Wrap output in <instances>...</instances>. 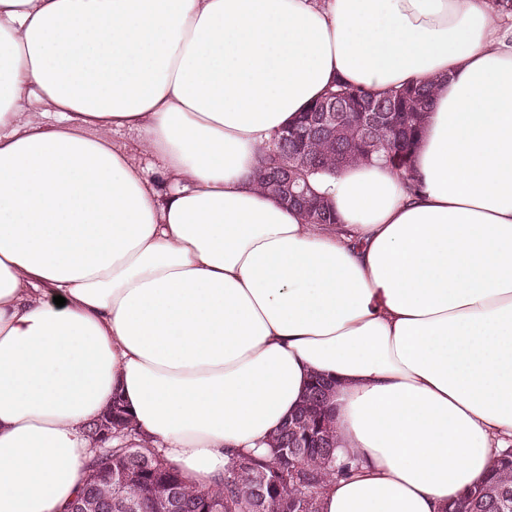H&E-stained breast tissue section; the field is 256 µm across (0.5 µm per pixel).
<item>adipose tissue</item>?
Segmentation results:
<instances>
[{"instance_id": "ef3b65f1", "label": "adipose tissue", "mask_w": 512, "mask_h": 512, "mask_svg": "<svg viewBox=\"0 0 512 512\" xmlns=\"http://www.w3.org/2000/svg\"><path fill=\"white\" fill-rule=\"evenodd\" d=\"M423 79L414 181L344 168L321 184L332 225L253 184L332 82ZM314 375L353 467L322 512H446L512 440V15L0 0V512H64L113 396L208 486L267 452Z\"/></svg>"}]
</instances>
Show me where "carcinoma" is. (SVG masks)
I'll return each instance as SVG.
<instances>
[{
  "label": "carcinoma",
  "instance_id": "obj_1",
  "mask_svg": "<svg viewBox=\"0 0 512 512\" xmlns=\"http://www.w3.org/2000/svg\"><path fill=\"white\" fill-rule=\"evenodd\" d=\"M434 95L430 80L407 84L384 93H373L336 82L324 95L311 104L296 120L297 128L308 122L311 113L320 106L334 102L339 112L351 117L374 107L395 113L397 142L391 143L384 131L373 129L365 137L356 135L355 125L349 120L326 134H313L306 148L315 157V165L301 170L296 176L308 182L310 191L306 202L296 204L314 224H334L336 216L325 196L318 189V180L340 171L338 160L345 165L384 160L411 177V154L423 115L428 112ZM288 154V141L282 133L274 135L263 148L256 162L253 179L263 190H271L272 176L281 171ZM330 388L313 377L305 398L296 409V415L305 418L306 425L327 434L325 448H299L286 459L278 448L285 437L287 425H282L274 436L272 458L262 454L235 453L233 458L244 462L237 471L224 475L222 481L211 487H190L182 474L167 463L155 449L133 445L128 438L138 436L127 415H116L112 426L119 428L125 442L113 441L110 450L116 466H144L149 476L170 489L180 503V512H200L199 503L208 500L220 512H281L288 504V512H320L319 496L328 478L336 475L348 478L351 466H336L335 430L332 408L329 404ZM277 479L275 494H267L266 479ZM448 512H512V457L495 460L488 478L449 503Z\"/></svg>",
  "mask_w": 512,
  "mask_h": 512
}]
</instances>
